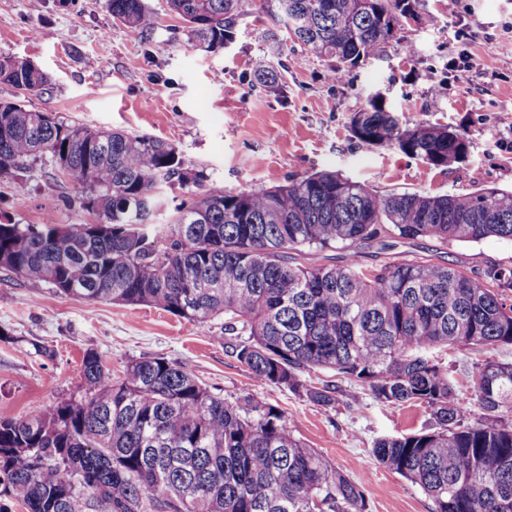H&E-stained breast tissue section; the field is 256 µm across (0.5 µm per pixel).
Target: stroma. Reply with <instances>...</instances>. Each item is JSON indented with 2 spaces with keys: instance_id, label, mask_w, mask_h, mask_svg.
Instances as JSON below:
<instances>
[{
  "instance_id": "obj_1",
  "label": "stroma",
  "mask_w": 512,
  "mask_h": 512,
  "mask_svg": "<svg viewBox=\"0 0 512 512\" xmlns=\"http://www.w3.org/2000/svg\"><path fill=\"white\" fill-rule=\"evenodd\" d=\"M146 3L158 24L140 34L115 21L104 0H0V59L32 62L51 78L39 96L0 83V101L169 142L185 168L203 173L207 190L284 185L320 171L382 193L512 189V0H462L455 17L445 0H419L422 15L437 17V26H405L378 56L339 80L329 78L326 60L286 40L271 9H251L233 42L207 53L188 44L166 0ZM461 27L471 35L470 68L449 65L460 49L453 34ZM259 56L274 63L276 88L259 83L253 70ZM375 95L404 124L428 122L464 134L466 158L435 168L396 146L360 142L350 118ZM84 194L76 180L50 177L36 164L0 183V220L96 222L82 205ZM416 257L480 274L512 267V242L395 238L387 248L374 240L357 250L366 268ZM89 351L116 375L132 360L162 356L225 399L267 402L295 421L297 438L362 485L368 512H434L428 495L372 454L379 438L426 430L423 407L379 402L355 384L336 408L322 407L256 377L228 355L223 321L195 325L146 304L69 298L0 270V417H27L80 398ZM437 356L466 398L479 364L512 362V345L445 347Z\"/></svg>"
}]
</instances>
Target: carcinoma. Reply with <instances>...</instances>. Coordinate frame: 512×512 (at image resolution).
I'll return each mask as SVG.
<instances>
[{"instance_id":"cac0c4a2","label":"carcinoma","mask_w":512,"mask_h":512,"mask_svg":"<svg viewBox=\"0 0 512 512\" xmlns=\"http://www.w3.org/2000/svg\"><path fill=\"white\" fill-rule=\"evenodd\" d=\"M288 38L330 61V73L374 57L416 0H272ZM205 51L233 40L255 0H166ZM112 17L145 33V0H107ZM0 83L41 95L47 75L0 60ZM353 134L394 144L435 168L467 153L443 126L402 127L382 100L353 113ZM38 162L86 187L97 224L0 221V269L62 295L148 304L189 322L224 320L226 352L252 373L323 407L343 389L309 383L314 369L369 388L381 402L419 405L428 430L377 441L375 458L432 498L435 512H512V363L485 361L472 400L456 397L441 346L512 345V269L484 277L429 261L365 269L353 250L398 236L443 243L512 241V190L380 194L336 172L286 185L202 190L177 148L148 135L69 124L0 101V182ZM194 187L169 224L154 223L163 189ZM350 251L312 266L306 251ZM79 401L0 419V499L25 512H366L361 486L294 436L276 407L211 393L162 356L112 377L95 352L82 361ZM483 411L469 422L470 403Z\"/></svg>"}]
</instances>
